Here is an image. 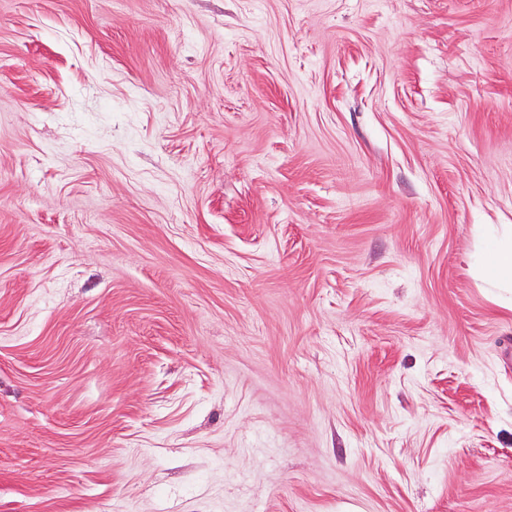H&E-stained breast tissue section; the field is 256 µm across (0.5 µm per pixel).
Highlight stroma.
<instances>
[{"label":"stroma","instance_id":"1","mask_svg":"<svg viewBox=\"0 0 512 512\" xmlns=\"http://www.w3.org/2000/svg\"><path fill=\"white\" fill-rule=\"evenodd\" d=\"M512 0H0V512H512ZM476 273L484 279L499 283H512V234L507 242L484 247L478 254Z\"/></svg>","mask_w":512,"mask_h":512}]
</instances>
